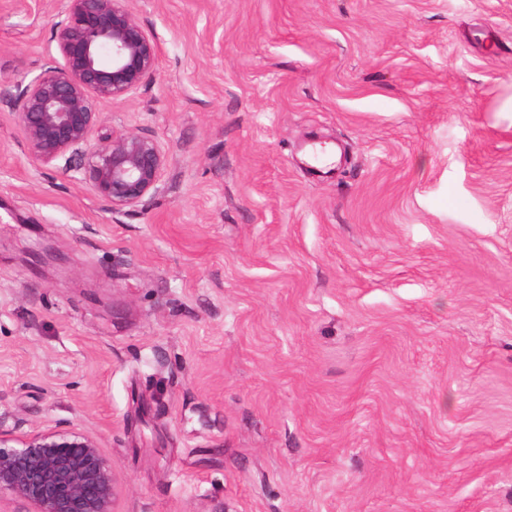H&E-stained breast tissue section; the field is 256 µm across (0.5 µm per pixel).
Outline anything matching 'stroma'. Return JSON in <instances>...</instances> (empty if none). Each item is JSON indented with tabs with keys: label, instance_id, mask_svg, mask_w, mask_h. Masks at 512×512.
<instances>
[{
	"label": "stroma",
	"instance_id": "obj_1",
	"mask_svg": "<svg viewBox=\"0 0 512 512\" xmlns=\"http://www.w3.org/2000/svg\"><path fill=\"white\" fill-rule=\"evenodd\" d=\"M65 5L0 0V432L116 512H512V0H129L124 209L13 114Z\"/></svg>",
	"mask_w": 512,
	"mask_h": 512
}]
</instances>
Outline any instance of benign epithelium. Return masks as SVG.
<instances>
[{
    "mask_svg": "<svg viewBox=\"0 0 512 512\" xmlns=\"http://www.w3.org/2000/svg\"><path fill=\"white\" fill-rule=\"evenodd\" d=\"M60 62L21 90L15 118L40 166L82 150L81 181L112 208L159 190L167 157L152 137L107 126L94 101L128 95L156 71L159 48L127 0H67L56 23ZM116 478L97 441L76 431L0 433V497L32 512H113Z\"/></svg>",
    "mask_w": 512,
    "mask_h": 512,
    "instance_id": "obj_1",
    "label": "benign epithelium"
}]
</instances>
